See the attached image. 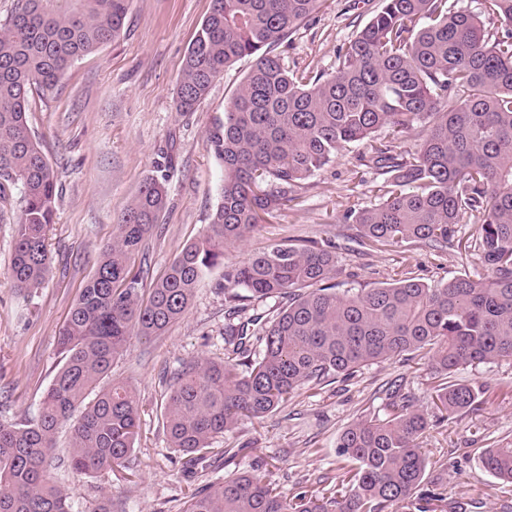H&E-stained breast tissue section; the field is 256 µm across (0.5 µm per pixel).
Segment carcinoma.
<instances>
[{"label": "carcinoma", "mask_w": 512, "mask_h": 512, "mask_svg": "<svg viewBox=\"0 0 512 512\" xmlns=\"http://www.w3.org/2000/svg\"><path fill=\"white\" fill-rule=\"evenodd\" d=\"M175 90L191 112L224 70L252 65L207 132L224 171L208 228L150 284L133 271L167 206L146 180L115 224L60 336L62 364L38 412L0 421V512H71V493L48 473L59 431L70 433V466L84 475L125 467L139 434L133 388L109 377L131 337L160 336L187 313L224 249L295 200L298 185L353 143L375 175L377 201L340 217L366 247H448L458 224L474 232L458 246L478 252L488 274L429 284L405 272L393 282L336 294L330 245L275 244L224 267L229 306L225 359H198L172 377L161 416L190 473L212 440L265 417L301 386L349 376L407 352L428 358L443 421L470 409L480 387L456 380L474 364L512 359V0H380L330 71L288 72L277 49L324 0H211ZM129 0H17L0 24V193L20 192L11 279L21 293L51 273L47 236L57 184L28 124L33 95L51 90L75 61L120 36ZM501 28L489 30L484 19ZM422 125L418 147L404 134ZM272 305L245 321L240 303ZM428 413L395 384L384 417L347 428L339 456L357 467L327 500L293 503L266 475L233 473L193 488L183 512H424L440 484L425 483L419 440ZM512 484V443L478 457Z\"/></svg>", "instance_id": "1"}]
</instances>
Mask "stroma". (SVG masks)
<instances>
[{
    "instance_id": "35a3bbf8",
    "label": "stroma",
    "mask_w": 512,
    "mask_h": 512,
    "mask_svg": "<svg viewBox=\"0 0 512 512\" xmlns=\"http://www.w3.org/2000/svg\"><path fill=\"white\" fill-rule=\"evenodd\" d=\"M378 0H326L292 34L280 52L290 71L332 70L336 55L369 21ZM211 0H131L120 37L81 57L52 91L34 99L31 129L59 188L48 231L52 273L29 297L17 294L10 271L20 194L0 199V419L34 415L59 367V337L100 251L141 184L165 183L169 202L148 239L149 279H157L180 250L198 238L220 201L223 172L206 143V132L223 117L224 104L249 70L244 59L227 69L195 111H177L174 93L188 45L208 15ZM353 144L298 188L295 202L247 241L228 248L224 263L202 280L179 322L163 335L132 337L112 364L113 379L129 383L140 400V435L127 468L89 477L67 461V432H60L49 472L72 489V512H94L104 500L114 512H180L188 489L224 476L258 469L283 496L319 495L346 462L336 454L352 424L384 415L390 382L401 381L417 406L435 412L427 363L405 354L361 367L351 377L307 385L261 422H245L213 445L235 449L193 473L170 448L160 406L167 376L198 358H224V294L217 285L226 265L291 237L330 244L345 293L389 282L406 270L429 283L481 275L476 252L448 247L442 253L411 243L368 250L355 225L340 215L375 202L374 175L359 162ZM457 377L483 386L479 401L456 419L430 428L421 439L429 475L440 476L445 501L427 512H512V486L481 468L487 442H512V360L461 368Z\"/></svg>"
}]
</instances>
